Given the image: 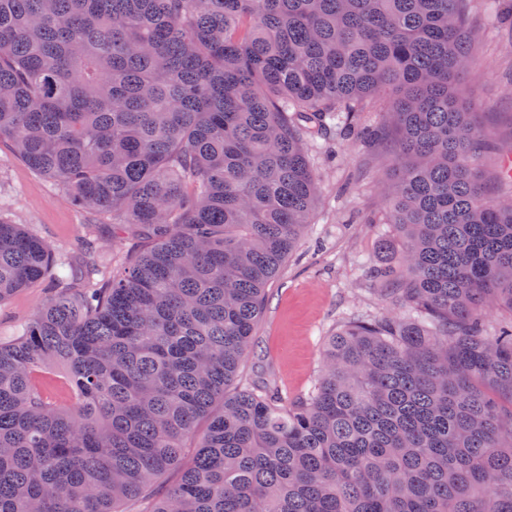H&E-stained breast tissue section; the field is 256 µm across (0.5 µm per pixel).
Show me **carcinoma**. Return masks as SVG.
Here are the masks:
<instances>
[{
    "label": "carcinoma",
    "instance_id": "carcinoma-1",
    "mask_svg": "<svg viewBox=\"0 0 512 512\" xmlns=\"http://www.w3.org/2000/svg\"><path fill=\"white\" fill-rule=\"evenodd\" d=\"M473 40L458 0H0V142L145 242L112 279L0 218V303L51 289L0 341V512H512V324L483 321L512 198L456 94ZM370 102L397 311L327 337L305 397L232 392L318 203L308 147Z\"/></svg>",
    "mask_w": 512,
    "mask_h": 512
}]
</instances>
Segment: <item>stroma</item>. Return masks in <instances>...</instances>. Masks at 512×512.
Returning a JSON list of instances; mask_svg holds the SVG:
<instances>
[{"instance_id":"stroma-1","label":"stroma","mask_w":512,"mask_h":512,"mask_svg":"<svg viewBox=\"0 0 512 512\" xmlns=\"http://www.w3.org/2000/svg\"><path fill=\"white\" fill-rule=\"evenodd\" d=\"M464 21L476 35L474 63L457 84L460 100L475 109L488 145L478 157L492 195L512 194V181L498 178L512 156V28L493 20L488 0H463ZM393 134L365 148L353 134L334 133V163L315 167L320 201L306 234L270 285L256 329L255 348L235 387L270 385L288 398L303 397L320 373L322 344L353 316L389 311L367 270L390 261L393 238L383 224L386 201L380 185L394 180ZM0 200L4 214L70 255L98 256L108 272L123 273L128 247L112 237L108 216L74 208L54 183L33 172L7 145H0ZM45 297L43 286L27 288L0 304V340L15 337Z\"/></svg>"}]
</instances>
